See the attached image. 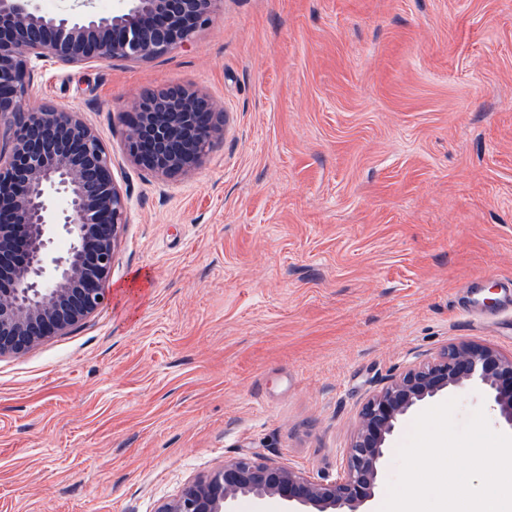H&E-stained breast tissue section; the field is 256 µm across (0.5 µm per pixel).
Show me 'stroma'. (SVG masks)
<instances>
[{
  "instance_id": "obj_1",
  "label": "stroma",
  "mask_w": 512,
  "mask_h": 512,
  "mask_svg": "<svg viewBox=\"0 0 512 512\" xmlns=\"http://www.w3.org/2000/svg\"><path fill=\"white\" fill-rule=\"evenodd\" d=\"M32 66L128 217L104 307L0 358V512H156L243 456L333 480L388 378L512 355V0H222L156 59ZM169 86L224 136L161 181L122 116Z\"/></svg>"
}]
</instances>
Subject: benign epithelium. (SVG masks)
Here are the masks:
<instances>
[{"instance_id":"benign-epithelium-1","label":"benign epithelium","mask_w":512,"mask_h":512,"mask_svg":"<svg viewBox=\"0 0 512 512\" xmlns=\"http://www.w3.org/2000/svg\"><path fill=\"white\" fill-rule=\"evenodd\" d=\"M220 0H93L46 13L36 0H0V125L12 131L0 155V357L21 355L96 313L127 196L112 174L101 133L79 113L30 108L32 59L64 65L146 61L189 44ZM129 160L162 180L189 173L224 134V111L178 86L145 93L125 116ZM69 245L52 253V226ZM483 391L497 423L512 430V356L468 341L390 378L363 407L343 473L320 480L270 460L238 458L188 482L157 512H232L240 495L277 497L288 512H362L373 496L384 447L403 416L452 389Z\"/></svg>"}]
</instances>
